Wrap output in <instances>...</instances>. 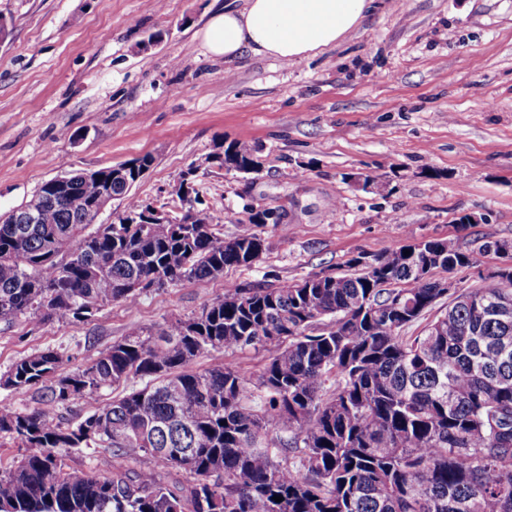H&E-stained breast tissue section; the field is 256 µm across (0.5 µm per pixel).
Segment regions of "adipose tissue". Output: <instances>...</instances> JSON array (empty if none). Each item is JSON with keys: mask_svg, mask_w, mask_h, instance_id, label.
<instances>
[{"mask_svg": "<svg viewBox=\"0 0 512 512\" xmlns=\"http://www.w3.org/2000/svg\"><path fill=\"white\" fill-rule=\"evenodd\" d=\"M375 0H244L213 13L200 31L208 51L235 58L244 52L293 62L355 31Z\"/></svg>", "mask_w": 512, "mask_h": 512, "instance_id": "ef3b65f1", "label": "adipose tissue"}]
</instances>
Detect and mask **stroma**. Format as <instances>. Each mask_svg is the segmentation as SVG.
I'll return each instance as SVG.
<instances>
[{
    "label": "stroma",
    "instance_id": "1",
    "mask_svg": "<svg viewBox=\"0 0 512 512\" xmlns=\"http://www.w3.org/2000/svg\"><path fill=\"white\" fill-rule=\"evenodd\" d=\"M229 2L0 0V214L54 177L146 156L136 196L161 203L191 175L225 238L250 209L285 214L258 227L253 266L0 332V373L45 348L76 368L197 316L229 283L342 274L425 239L512 242V0H376L356 32L293 63L212 56L198 32ZM230 142L256 149L259 174L212 162Z\"/></svg>",
    "mask_w": 512,
    "mask_h": 512
}]
</instances>
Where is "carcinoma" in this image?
Returning <instances> with one entry per match:
<instances>
[{"instance_id": "obj_1", "label": "carcinoma", "mask_w": 512, "mask_h": 512, "mask_svg": "<svg viewBox=\"0 0 512 512\" xmlns=\"http://www.w3.org/2000/svg\"><path fill=\"white\" fill-rule=\"evenodd\" d=\"M229 150L238 170L260 171L255 149ZM132 189L110 167L80 172L36 190L39 223L0 219L3 330L88 318L135 302L142 278L215 279L265 251L256 232L224 239L206 209L193 224H145ZM111 195L132 223H99ZM481 257L418 242L373 255L370 272L229 284L199 315L125 336L71 372L55 349L20 358L3 385L95 408L64 422L0 407V435L25 449L0 468V512H512V317L499 314L512 265L475 288L432 283ZM246 348L266 352L260 372L191 368ZM61 448L110 452L112 474L70 465Z\"/></svg>"}]
</instances>
